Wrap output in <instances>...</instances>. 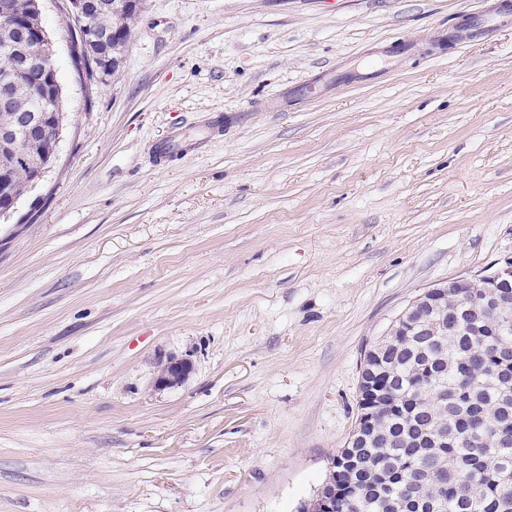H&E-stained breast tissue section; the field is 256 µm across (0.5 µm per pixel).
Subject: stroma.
Here are the masks:
<instances>
[{
  "label": "stroma",
  "instance_id": "1",
  "mask_svg": "<svg viewBox=\"0 0 512 512\" xmlns=\"http://www.w3.org/2000/svg\"><path fill=\"white\" fill-rule=\"evenodd\" d=\"M41 20L68 118L0 219V512H297L366 348L512 257V0H141L91 92ZM202 144V140L189 142L181 134H173L161 146H155L151 149L152 162L155 165H161L179 154L198 151ZM163 367L154 380L157 388L173 387L184 382L193 370V363L187 358L174 355L161 359Z\"/></svg>",
  "mask_w": 512,
  "mask_h": 512
}]
</instances>
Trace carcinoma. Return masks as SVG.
Masks as SVG:
<instances>
[{"mask_svg":"<svg viewBox=\"0 0 512 512\" xmlns=\"http://www.w3.org/2000/svg\"><path fill=\"white\" fill-rule=\"evenodd\" d=\"M37 0H14L16 11L35 29L42 27ZM140 0L117 14L100 13L93 21L114 32L112 53L120 55L130 36L126 20L137 13ZM71 60L79 80L89 87L107 80L112 73L95 69L92 52L82 44L79 33L69 31ZM18 40L17 32L0 27V74L14 59L8 43ZM53 53L51 41L28 42V69L17 89L18 107L40 112L42 77L36 61ZM45 140L35 135L27 141L28 161L1 164L0 204L20 200L32 187L44 162ZM440 314L426 309L409 319L404 328L433 329L435 335L407 336V347L395 358L399 377L383 399L391 407L405 400L418 405L417 418L402 419L390 431L382 426L357 449L362 467L355 473L358 498L352 504L337 503V512H512V427L495 422L512 419V381L501 377L508 365L499 360L512 350V324L500 325L497 312L488 319L498 331L471 335L461 326L455 335L439 324ZM446 385L466 391L451 406L435 403L433 387ZM428 423V434L444 435L443 448H399L396 432L411 422Z\"/></svg>","mask_w":512,"mask_h":512,"instance_id":"obj_1","label":"carcinoma"}]
</instances>
